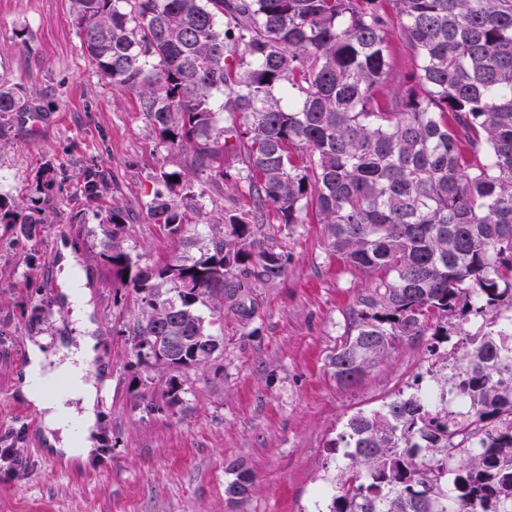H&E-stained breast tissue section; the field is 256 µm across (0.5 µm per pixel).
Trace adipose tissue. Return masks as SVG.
Segmentation results:
<instances>
[{
  "mask_svg": "<svg viewBox=\"0 0 512 512\" xmlns=\"http://www.w3.org/2000/svg\"><path fill=\"white\" fill-rule=\"evenodd\" d=\"M95 344L93 337H81L78 349L66 359L54 362L47 361L39 348L29 351L31 377L49 380L62 376L69 382L67 391L59 396L48 397L35 390L31 398L43 414L46 425L59 431L60 446L71 453L86 448L85 437L96 421V389L86 379V362L92 356Z\"/></svg>",
  "mask_w": 512,
  "mask_h": 512,
  "instance_id": "obj_1",
  "label": "adipose tissue"
}]
</instances>
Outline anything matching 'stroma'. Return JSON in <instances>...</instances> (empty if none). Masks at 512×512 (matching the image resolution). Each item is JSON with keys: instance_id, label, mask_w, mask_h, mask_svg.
Returning a JSON list of instances; mask_svg holds the SVG:
<instances>
[{"instance_id": "obj_1", "label": "stroma", "mask_w": 512, "mask_h": 512, "mask_svg": "<svg viewBox=\"0 0 512 512\" xmlns=\"http://www.w3.org/2000/svg\"><path fill=\"white\" fill-rule=\"evenodd\" d=\"M0 79L36 95L40 108L36 128L0 114V200L40 219L29 237L0 223V444L18 459L0 461V512H324L322 490L344 460L331 441L352 414L427 372L425 340L400 342L356 386L338 384L329 363L343 316L371 278L328 255L323 225L287 228L271 212L261 230L288 255L285 276L251 284L254 324L225 311L223 355L184 371L170 401L167 371L137 359L124 334L135 295L100 251L102 220L119 208L132 254L152 263L188 254L146 212L155 173L183 169L184 155L149 131L131 92L88 66L71 0H0ZM245 168L244 152L229 149L225 179L196 182L197 246L223 235L226 210L250 207L237 181ZM89 169L100 175L92 200L83 193ZM75 278L98 338L87 367L98 398L92 446L69 457L50 440L19 361L33 346L61 357L78 347ZM241 471L255 483L234 500L225 489Z\"/></svg>"}]
</instances>
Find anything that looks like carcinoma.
Here are the masks:
<instances>
[{"label":"carcinoma","mask_w":512,"mask_h":512,"mask_svg":"<svg viewBox=\"0 0 512 512\" xmlns=\"http://www.w3.org/2000/svg\"><path fill=\"white\" fill-rule=\"evenodd\" d=\"M90 66L131 91L137 111L189 169H161L147 204L184 239L198 210L192 178L224 179V147H245L238 176L252 207L224 213V236L195 256L140 262L109 209L101 255L138 294L127 328L136 356L178 374L223 352L224 304L251 321L252 282L274 283L288 256L262 237L280 223L324 225L329 255L374 283L346 314L330 359L357 384L402 340L455 364L381 409L349 417V463L327 512H512V0H72ZM416 65L391 100L390 34ZM224 102L216 104V95ZM0 84V112H33ZM224 126H219V123ZM178 181H173V178ZM7 224L39 220L5 209ZM480 321L476 332L462 330ZM468 400L448 407V389ZM254 476L226 487L245 496Z\"/></svg>","instance_id":"obj_1"}]
</instances>
